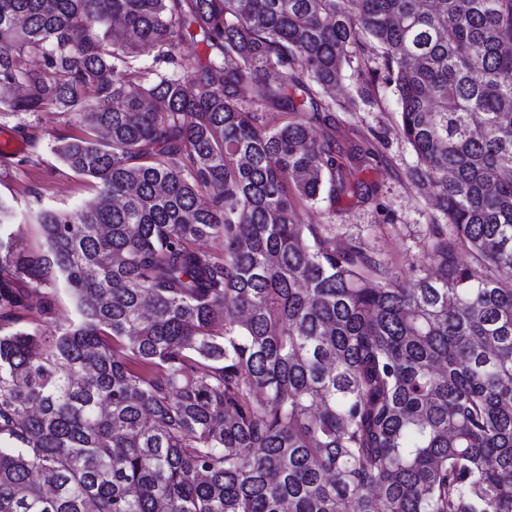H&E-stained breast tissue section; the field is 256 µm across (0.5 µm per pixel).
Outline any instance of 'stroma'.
Returning a JSON list of instances; mask_svg holds the SVG:
<instances>
[{
  "mask_svg": "<svg viewBox=\"0 0 512 512\" xmlns=\"http://www.w3.org/2000/svg\"><path fill=\"white\" fill-rule=\"evenodd\" d=\"M399 106L391 89L381 87L370 104L359 111L335 109L321 113L312 123L315 137L327 139L336 149L357 194L324 199L300 210L305 224H327L338 243L355 244L388 263L392 275L412 286L415 268L423 264L430 231L441 216L430 198L410 181L408 171L418 163L416 154L399 130ZM16 117L0 115V130L20 143L23 165L0 158V199L14 212L11 229L19 247L30 253L46 248L42 230L33 217L41 206L69 211L95 195L87 179L64 167L52 151L58 139L79 135L71 115L40 112L26 116L25 131ZM380 138L379 155L369 159L364 151L372 138ZM14 289L28 299L27 307L0 308V332L24 327L50 337L77 318L70 292L53 281L32 289L23 280Z\"/></svg>",
  "mask_w": 512,
  "mask_h": 512,
  "instance_id": "1",
  "label": "stroma"
}]
</instances>
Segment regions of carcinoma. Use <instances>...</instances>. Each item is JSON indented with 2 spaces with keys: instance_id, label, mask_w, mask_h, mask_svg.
I'll list each match as a JSON object with an SVG mask.
<instances>
[{
  "instance_id": "obj_1",
  "label": "carcinoma",
  "mask_w": 512,
  "mask_h": 512,
  "mask_svg": "<svg viewBox=\"0 0 512 512\" xmlns=\"http://www.w3.org/2000/svg\"><path fill=\"white\" fill-rule=\"evenodd\" d=\"M382 84L443 220L411 288L301 223L356 185L257 114ZM51 109L97 194L39 256L0 200L79 313L0 335V512H512V0H0V112Z\"/></svg>"
}]
</instances>
